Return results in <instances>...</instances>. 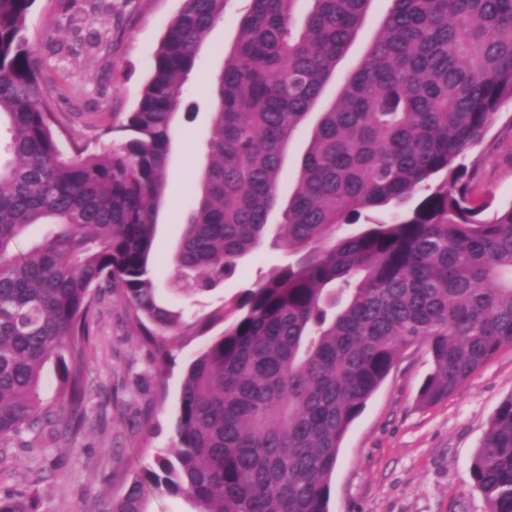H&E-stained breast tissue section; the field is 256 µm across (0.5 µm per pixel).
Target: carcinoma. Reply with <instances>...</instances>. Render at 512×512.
I'll list each match as a JSON object with an SVG mask.
<instances>
[{"instance_id":"obj_1","label":"carcinoma","mask_w":512,"mask_h":512,"mask_svg":"<svg viewBox=\"0 0 512 512\" xmlns=\"http://www.w3.org/2000/svg\"><path fill=\"white\" fill-rule=\"evenodd\" d=\"M371 2L249 0L212 78L208 161L170 288L223 286L276 212L291 260L231 306L187 319L157 295L156 217L185 82L231 0H184L136 107L105 129L120 142L69 153L54 81L30 42L36 0H0V125L11 132L0 163L1 468L25 433L53 443L80 434L95 303L114 293L163 372L179 337L224 329L187 365L172 448L134 472L106 512H148L150 489L194 512H329L343 438L403 350L431 355L420 399L432 405L512 346V204L475 202L465 163L512 99V0H390L281 198L288 148ZM380 209L387 219L370 220ZM35 224L54 230L20 247ZM49 364L52 403L42 396ZM470 473L487 512H512V396ZM39 508L34 487L0 491V512Z\"/></svg>"}]
</instances>
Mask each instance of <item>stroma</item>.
<instances>
[{"label":"stroma","instance_id":"1","mask_svg":"<svg viewBox=\"0 0 512 512\" xmlns=\"http://www.w3.org/2000/svg\"><path fill=\"white\" fill-rule=\"evenodd\" d=\"M184 0H96L90 29L100 45L69 32L63 0H37L29 27L37 55L65 81L55 110L69 136L99 149V132L132 112L150 74L152 55ZM122 8L114 17L111 6ZM247 6L234 9L211 31L185 83L186 114L173 136L166 198L156 219L160 252L152 262L159 296L173 309L204 314L232 301L268 267L284 262L271 242L239 262L235 274L211 294L169 290L171 256L189 215L207 156L211 91L205 79L221 70ZM389 0H373L356 41L323 96L331 101L338 79L355 67L385 16ZM478 166L476 201L512 202V103H505L483 142L468 153ZM95 336L84 353L90 377L86 421L77 441L48 442L23 435L8 453L15 466L0 470V489L35 485L41 512H104L132 474L170 447L179 389L188 358L204 339L181 337L174 366L158 374L149 347L125 316L120 296L98 303ZM432 370L426 348L406 349L385 381L351 424L331 478L329 512H486L470 476L472 460L499 404L512 396V347H502L447 399L425 406L421 386Z\"/></svg>","mask_w":512,"mask_h":512}]
</instances>
